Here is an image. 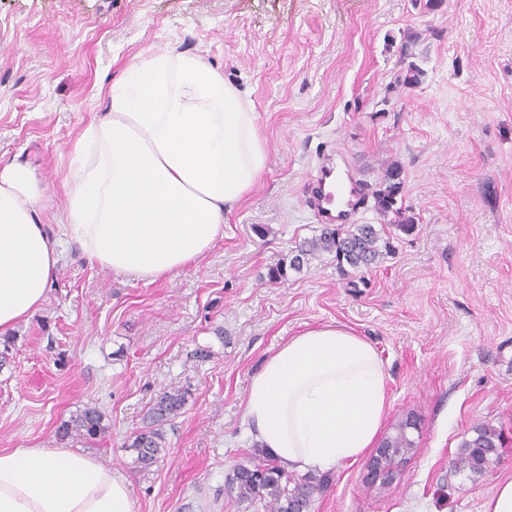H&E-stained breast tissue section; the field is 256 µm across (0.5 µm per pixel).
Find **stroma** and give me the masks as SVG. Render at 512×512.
Masks as SVG:
<instances>
[{
    "label": "stroma",
    "instance_id": "35a3bbf8",
    "mask_svg": "<svg viewBox=\"0 0 512 512\" xmlns=\"http://www.w3.org/2000/svg\"><path fill=\"white\" fill-rule=\"evenodd\" d=\"M147 50L202 57L250 95L266 170L223 238L163 280L68 248L43 306L9 334L0 449L55 447L92 402L111 428L85 448L127 476L134 512H268L228 488L257 451L249 379L288 337L335 322L376 348L382 433L414 417L416 450L389 485L364 456L323 471L311 512H484L512 480V0H0V164L35 168L47 216L77 138ZM412 62L425 75L408 89ZM332 151L369 191L401 162L414 228L376 267L326 254L269 280L320 230L306 199ZM173 387L190 397L156 462L134 468L126 443ZM481 423L504 444L473 481L454 460Z\"/></svg>",
    "mask_w": 512,
    "mask_h": 512
}]
</instances>
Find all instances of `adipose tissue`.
Here are the masks:
<instances>
[{
  "label": "adipose tissue",
  "instance_id": "obj_1",
  "mask_svg": "<svg viewBox=\"0 0 512 512\" xmlns=\"http://www.w3.org/2000/svg\"><path fill=\"white\" fill-rule=\"evenodd\" d=\"M55 228L33 167H0V335L39 309L66 246L151 283L202 259L266 168L249 97L200 58L141 53L74 147ZM389 408L375 347L339 324L288 339L251 375L244 422L292 471L355 461ZM0 512H134L130 483L60 445L0 451Z\"/></svg>",
  "mask_w": 512,
  "mask_h": 512
}]
</instances>
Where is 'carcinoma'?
I'll use <instances>...</instances> for the list:
<instances>
[{
  "label": "carcinoma",
  "mask_w": 512,
  "mask_h": 512,
  "mask_svg": "<svg viewBox=\"0 0 512 512\" xmlns=\"http://www.w3.org/2000/svg\"><path fill=\"white\" fill-rule=\"evenodd\" d=\"M403 169L392 163L386 169L380 188L373 192L374 209L382 216H393L388 223L354 224L351 229L341 232L331 224L324 225L320 233L303 241L294 250L289 261L281 260L269 270L273 280L283 279L287 270L298 271L317 254L334 255L339 268L349 266L353 269H368L384 255L392 252L390 227L395 226L405 232L414 227L412 217L405 215L397 206V197L403 189ZM188 391L173 389L165 391L147 411L146 425L131 439L127 448L134 452V467L146 469L158 458L162 450L161 426L176 417L187 401ZM415 426L405 422L397 426V434L388 438L393 448H412L414 441L409 439L406 429ZM109 429L106 416L95 404H87L77 410L69 419L62 421L57 428L61 440H94ZM475 436L464 441L454 465L459 470L467 469L475 476L483 475L490 457L498 448L500 433L490 425L474 427ZM263 457L267 462L253 463L249 466L239 464L230 478V490L236 492L240 502L250 503L262 493L271 498V512H306L317 494L325 489V481L312 474L301 478H291L283 469L272 463L270 455Z\"/></svg>",
  "instance_id": "obj_1"
}]
</instances>
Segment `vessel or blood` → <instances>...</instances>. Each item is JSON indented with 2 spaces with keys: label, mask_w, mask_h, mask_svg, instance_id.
<instances>
[{
  "label": "vessel or blood",
  "mask_w": 512,
  "mask_h": 512,
  "mask_svg": "<svg viewBox=\"0 0 512 512\" xmlns=\"http://www.w3.org/2000/svg\"><path fill=\"white\" fill-rule=\"evenodd\" d=\"M363 188L354 177H342L334 167L319 164L310 182L308 206L325 224L349 223L358 213Z\"/></svg>",
  "instance_id": "vessel-or-blood-1"
}]
</instances>
